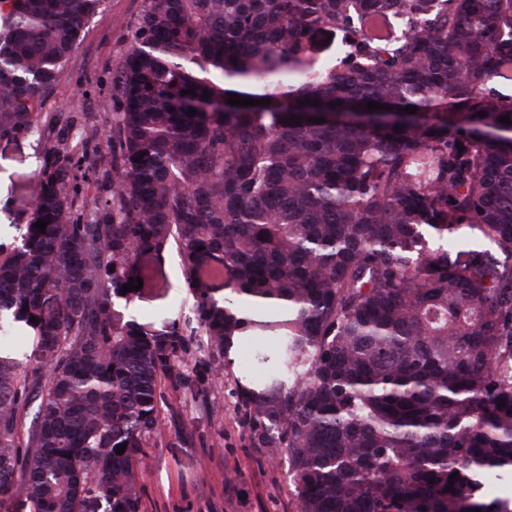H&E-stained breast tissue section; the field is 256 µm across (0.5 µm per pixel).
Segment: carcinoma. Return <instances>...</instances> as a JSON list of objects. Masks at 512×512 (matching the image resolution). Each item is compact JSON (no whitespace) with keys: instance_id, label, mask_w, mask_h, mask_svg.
I'll return each mask as SVG.
<instances>
[{"instance_id":"carcinoma-1","label":"carcinoma","mask_w":512,"mask_h":512,"mask_svg":"<svg viewBox=\"0 0 512 512\" xmlns=\"http://www.w3.org/2000/svg\"><path fill=\"white\" fill-rule=\"evenodd\" d=\"M100 6L0 0V138L41 134ZM511 83L512 0H143L106 150L75 133L0 243V347L31 348L0 354V508L142 512L185 338L121 290L174 243L201 367L248 349L238 403L298 512H512L484 492L512 476Z\"/></svg>"}]
</instances>
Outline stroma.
I'll list each match as a JSON object with an SVG mask.
<instances>
[{
    "label": "stroma",
    "instance_id": "obj_1",
    "mask_svg": "<svg viewBox=\"0 0 512 512\" xmlns=\"http://www.w3.org/2000/svg\"><path fill=\"white\" fill-rule=\"evenodd\" d=\"M143 0H103L82 40L47 90L42 135L0 139V242L18 240L32 214L38 180L68 127L115 106L112 76L132 40ZM153 282L125 312L149 333L184 327L193 298L177 248L152 261ZM193 340L175 363L179 380L161 385L160 436L144 448L138 476L143 512H297L287 454L255 447L236 392L238 364L200 374Z\"/></svg>",
    "mask_w": 512,
    "mask_h": 512
}]
</instances>
